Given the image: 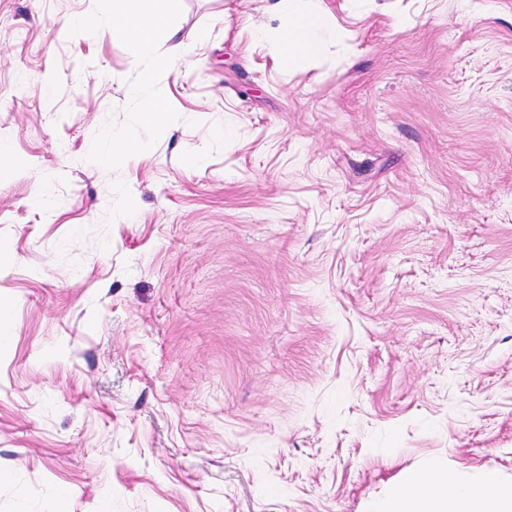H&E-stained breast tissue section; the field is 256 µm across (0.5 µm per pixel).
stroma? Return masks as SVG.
Instances as JSON below:
<instances>
[{
    "label": "stroma",
    "mask_w": 512,
    "mask_h": 512,
    "mask_svg": "<svg viewBox=\"0 0 512 512\" xmlns=\"http://www.w3.org/2000/svg\"><path fill=\"white\" fill-rule=\"evenodd\" d=\"M0 0V512H372L447 459L512 480V0ZM140 146L96 160L113 133ZM110 22L104 29L93 20H82L80 26L90 37L107 35L112 42L132 47L138 57L155 56L156 35L165 30L168 40L176 34L169 26L180 0H108ZM275 9L281 23L274 35V48L283 62L297 56L316 57L330 34L323 17L298 10L297 0H277ZM184 47L183 42L173 45L167 56L156 60L153 67L143 69L140 73V85L144 87L152 85L156 81L160 70L171 71L177 68L186 55ZM170 109L162 99L144 100L136 108V121L139 125L161 127L164 115L171 118Z\"/></svg>",
    "instance_id": "1"
}]
</instances>
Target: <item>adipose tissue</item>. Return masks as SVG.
Here are the masks:
<instances>
[{"label": "adipose tissue", "mask_w": 512, "mask_h": 512, "mask_svg": "<svg viewBox=\"0 0 512 512\" xmlns=\"http://www.w3.org/2000/svg\"><path fill=\"white\" fill-rule=\"evenodd\" d=\"M180 0H109L110 22L99 27L82 21L88 36H109L113 43L132 47L137 56L155 57L154 67L140 73L141 86L152 85L159 71L177 68L186 52L183 44L171 47L167 56L156 57V36L168 29ZM280 26L274 35V48L282 60L317 56L329 34L322 16L303 12L297 0H276ZM376 512H512V481L488 472L476 481L465 483L439 458L398 485Z\"/></svg>", "instance_id": "1"}]
</instances>
